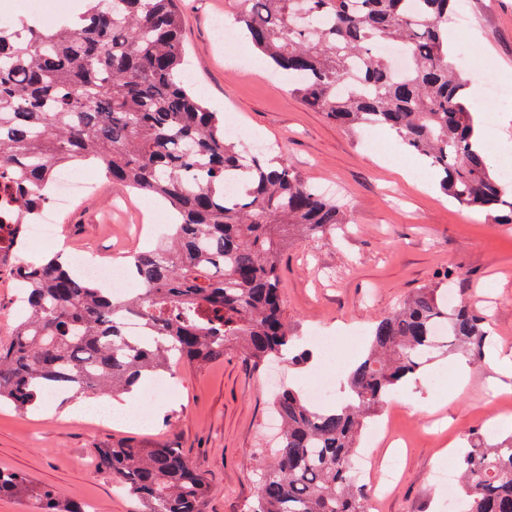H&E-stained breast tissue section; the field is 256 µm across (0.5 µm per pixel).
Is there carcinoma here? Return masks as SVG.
<instances>
[{
  "label": "carcinoma",
  "instance_id": "cac0c4a2",
  "mask_svg": "<svg viewBox=\"0 0 512 512\" xmlns=\"http://www.w3.org/2000/svg\"><path fill=\"white\" fill-rule=\"evenodd\" d=\"M244 2L241 35L308 106L344 127L397 132L446 196L512 224V181L473 148L480 115L448 50L454 0H304L302 16L296 0ZM182 26L177 0H88L73 23L0 22V226L36 220L58 169L89 160L173 215L153 249L122 262L141 286L136 297L113 299L56 256L19 271L27 312L0 339V402L29 411L52 391L62 403L133 394L174 362L203 365L230 347L255 363L310 358L282 313L281 257L296 238L332 233L346 213L288 160L249 154L226 134L193 90ZM385 42L411 50L407 72L379 54ZM459 276L448 268L376 321L347 402L276 396L284 430L259 469L251 512H366L372 488L351 463L367 420L439 344L484 356V317L463 298L448 307L442 291ZM124 319L140 335H126ZM94 458L138 512H204L209 485L170 444L105 445ZM459 469L457 512H512V436L473 445ZM3 496L26 512H85L21 472L0 470Z\"/></svg>",
  "mask_w": 512,
  "mask_h": 512
}]
</instances>
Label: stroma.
Listing matches in <instances>:
<instances>
[{
  "label": "stroma",
  "mask_w": 512,
  "mask_h": 512,
  "mask_svg": "<svg viewBox=\"0 0 512 512\" xmlns=\"http://www.w3.org/2000/svg\"><path fill=\"white\" fill-rule=\"evenodd\" d=\"M189 73L207 105L243 148L260 141L264 156L283 155L310 184L340 201L349 223L333 234L289 246L281 262L282 309L293 332L343 336L331 378L333 401L346 393L363 346L350 332H368L418 288L448 266L460 267L473 307L487 316L493 347L512 354V224L451 201L425 161L393 143L382 128L350 131L306 106L286 76L270 75L251 46L225 49L214 21H234L241 0H181ZM466 28L449 26L448 48L466 46L472 99H480L483 68L512 86V0H459ZM93 189L57 206L59 236L70 250L97 259L144 248L154 234L141 231L152 198L98 175ZM462 353L438 350L414 386L399 388L378 414L395 439L406 440L400 471L368 512H448V491L435 472L458 468L469 435L496 443L512 435V378L501 379L492 357L466 361L468 382L457 387L454 365ZM269 364L252 365L236 349L201 368L178 367L177 389L151 399L148 424L107 417L91 400L22 414L0 406V469L27 473L65 500L92 512H135L137 505L99 470L94 448L133 440L180 448L206 477L205 512H250L255 471L273 452L276 389L297 388L321 372L319 360L284 364L270 386Z\"/></svg>",
  "instance_id": "obj_1"
}]
</instances>
